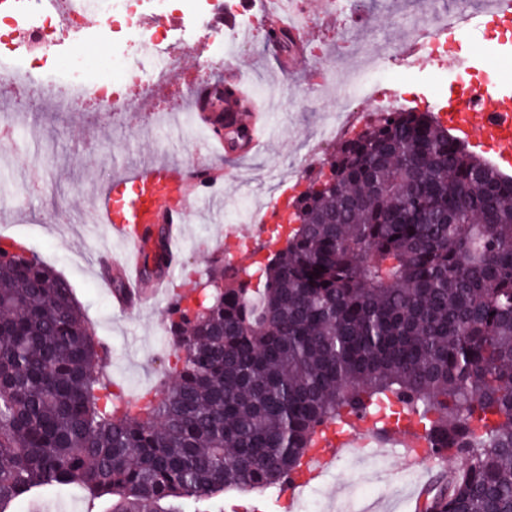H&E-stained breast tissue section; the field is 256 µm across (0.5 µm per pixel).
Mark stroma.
<instances>
[{
    "mask_svg": "<svg viewBox=\"0 0 512 512\" xmlns=\"http://www.w3.org/2000/svg\"><path fill=\"white\" fill-rule=\"evenodd\" d=\"M422 8L421 0H310L311 21L301 41L288 49L271 43L263 0H255L250 10L253 33L245 42L228 30L201 47L183 35L178 16H169L181 56L169 84L143 100L134 81L120 70L112 72L124 100H142L139 112L112 114L91 102L70 101L52 73L43 78L45 92L21 100L0 76V126L14 129L12 140L0 144V240L23 243L70 283L86 321L111 349L106 370L113 392L130 401L155 393L172 373L175 357L165 334L166 301L150 299L125 313L113 307V287L100 269L101 258L113 249L112 231L98 219L104 189L116 176L151 162L179 165L190 182L209 170L222 195L209 210L186 211L188 234L164 286L171 294L193 288L213 262L224 260L231 227L249 244L235 253L236 265H251L253 252L262 251L266 240L251 221V206L269 204L280 193L297 194L305 185L302 171L321 165L304 152L332 105L318 93L319 71L341 41L390 49L378 75L336 66L337 93L351 99L362 124L374 113L372 98L381 90L395 110L438 117L444 104L461 99V85L471 73H480L490 92L512 91V43L478 17L469 36L448 37L441 57L428 55L419 63L407 58L400 45L402 23L420 18ZM229 70L267 106L266 138L251 154L242 146L227 156L207 152L211 130L187 110L191 90L207 81L224 82ZM213 508L289 512L275 488L228 491Z\"/></svg>",
    "mask_w": 512,
    "mask_h": 512,
    "instance_id": "stroma-1",
    "label": "stroma"
}]
</instances>
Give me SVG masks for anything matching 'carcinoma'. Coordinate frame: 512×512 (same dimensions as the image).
<instances>
[{
	"mask_svg": "<svg viewBox=\"0 0 512 512\" xmlns=\"http://www.w3.org/2000/svg\"><path fill=\"white\" fill-rule=\"evenodd\" d=\"M334 162L258 285L217 267L173 298L176 365L141 405L110 390L69 282L0 246V512L72 485L199 512L297 477L345 414H412L460 461L425 512H512V176L429 112L380 113ZM143 233L151 281L166 225Z\"/></svg>",
	"mask_w": 512,
	"mask_h": 512,
	"instance_id": "obj_1",
	"label": "carcinoma"
}]
</instances>
